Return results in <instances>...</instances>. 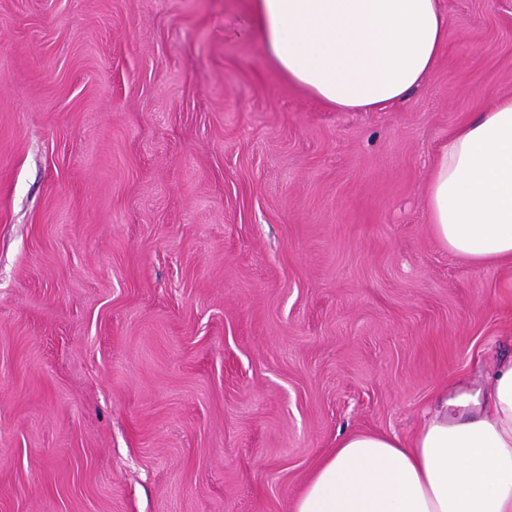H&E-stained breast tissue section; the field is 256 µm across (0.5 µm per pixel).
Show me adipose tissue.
I'll list each match as a JSON object with an SVG mask.
<instances>
[{"label":"adipose tissue","instance_id":"1","mask_svg":"<svg viewBox=\"0 0 512 512\" xmlns=\"http://www.w3.org/2000/svg\"><path fill=\"white\" fill-rule=\"evenodd\" d=\"M438 0H248L239 36L342 112H382L422 85L448 42ZM426 207L449 252L512 258V95L460 126L431 170ZM293 512H512V362L488 414H433L412 441L352 432L313 470Z\"/></svg>","mask_w":512,"mask_h":512}]
</instances>
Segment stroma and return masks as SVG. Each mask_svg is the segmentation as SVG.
<instances>
[{"label":"stroma","mask_w":512,"mask_h":512,"mask_svg":"<svg viewBox=\"0 0 512 512\" xmlns=\"http://www.w3.org/2000/svg\"><path fill=\"white\" fill-rule=\"evenodd\" d=\"M243 0H0V512H291L512 360V261L434 236L430 171L512 94V0L385 112L288 82Z\"/></svg>","instance_id":"35a3bbf8"}]
</instances>
